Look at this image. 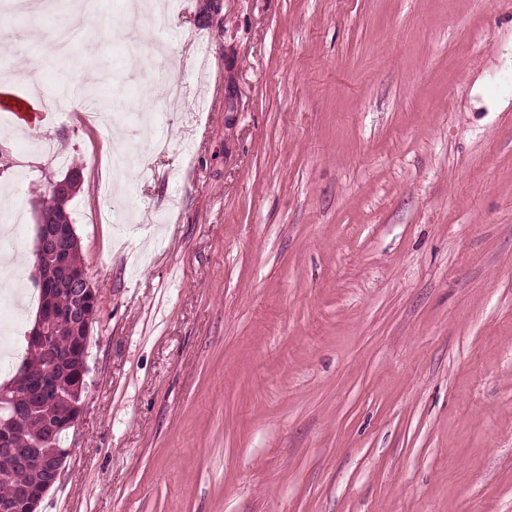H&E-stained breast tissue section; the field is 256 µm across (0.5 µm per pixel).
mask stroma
<instances>
[{
  "mask_svg": "<svg viewBox=\"0 0 512 512\" xmlns=\"http://www.w3.org/2000/svg\"><path fill=\"white\" fill-rule=\"evenodd\" d=\"M12 17L0 77L49 107L0 111V191L35 248L67 207L100 304L83 412L38 512H512V0H182L145 17L174 66L121 41L65 57ZM211 65L199 74L197 44ZM155 124H84L58 87ZM188 96L167 107V88ZM52 139L57 156L20 151ZM125 138L150 178L114 185ZM0 310V384L39 292Z\"/></svg>",
  "mask_w": 512,
  "mask_h": 512,
  "instance_id": "obj_1",
  "label": "stroma"
}]
</instances>
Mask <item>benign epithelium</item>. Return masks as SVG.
<instances>
[{"label":"benign epithelium","instance_id":"1","mask_svg":"<svg viewBox=\"0 0 512 512\" xmlns=\"http://www.w3.org/2000/svg\"><path fill=\"white\" fill-rule=\"evenodd\" d=\"M73 190L69 180L54 183L50 188V198L44 200L40 213L37 239L41 248L50 250L54 261L49 266L40 261L36 263L35 279L42 302L35 323L27 334V340L34 349L50 348L58 325L67 320L74 325L87 327L93 321L99 303L97 289L93 288L85 274L75 273L70 264L69 253L73 248L74 235L68 217L53 209L52 197L68 196ZM68 281L73 282L76 303L64 315L55 306L54 294L59 286ZM62 366L63 361L51 353L41 371L33 373L24 369L11 386L0 389V454L23 466L31 464L40 474V478L22 489L15 500L0 503V512H37L46 493L61 477L68 449L57 448L50 453L38 454L32 448L16 447L14 434L17 422L26 415L32 403L58 398L55 376ZM86 374L87 368L81 360L74 371L75 401L64 418L46 423V438L53 439L60 429L72 428L76 424L81 414V405L77 400L86 389Z\"/></svg>","mask_w":512,"mask_h":512}]
</instances>
